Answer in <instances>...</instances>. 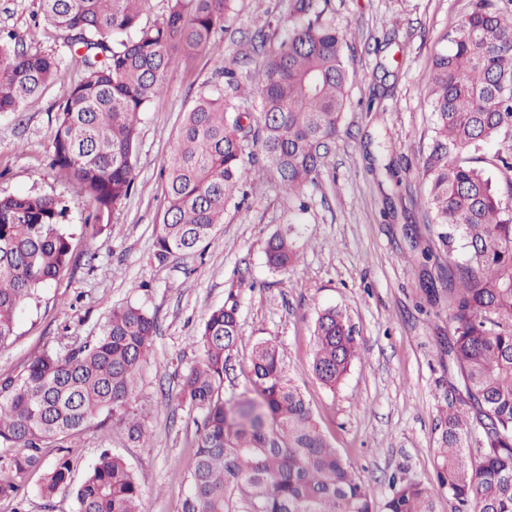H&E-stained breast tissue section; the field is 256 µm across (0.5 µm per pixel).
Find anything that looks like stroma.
Segmentation results:
<instances>
[{"label": "stroma", "mask_w": 512, "mask_h": 512, "mask_svg": "<svg viewBox=\"0 0 512 512\" xmlns=\"http://www.w3.org/2000/svg\"><path fill=\"white\" fill-rule=\"evenodd\" d=\"M286 3L236 0L216 35L218 50L174 56L166 91L139 125L135 188L102 229L85 223L81 186L51 169L47 153L53 104L78 80V70H65L23 112L0 115V195L69 199L73 255L64 274L19 313L13 342L0 348V376L19 370L57 336L99 335L113 308L131 304L155 315L159 331L136 388L146 446L128 442L123 428L102 414L76 438L72 458L78 485L103 449L121 456L141 485L143 512H179L198 413L178 400L177 382L201 360L193 336L232 290L240 301V334L224 376L225 396L244 391L253 345L275 341L322 430L376 499L384 498L392 476L434 479L438 408L454 374L448 292L439 289L432 300L423 290L445 258L423 205L421 168L433 136L424 99L438 40L471 0H328L326 16L346 36L354 78L328 165L303 190L307 211L266 183L245 204L228 207L200 250L164 264L154 258L160 171L177 146L185 112L232 58L240 60L232 65L238 78L255 74L288 25ZM37 10L38 0H0V30L32 50L54 48L51 28L32 33ZM371 101L376 111H367ZM291 222L298 226L301 256L278 275L266 264L265 246ZM92 243L97 253L91 259L86 250ZM427 248L433 260L423 259ZM328 307L347 312L358 340L357 357L332 388L311 366L314 322ZM57 455L46 449L41 469L21 479L22 503L0 500V512H76L73 496L47 500L39 493Z\"/></svg>", "instance_id": "1"}]
</instances>
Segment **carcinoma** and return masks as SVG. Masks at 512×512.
<instances>
[{
	"label": "carcinoma",
	"instance_id": "1",
	"mask_svg": "<svg viewBox=\"0 0 512 512\" xmlns=\"http://www.w3.org/2000/svg\"><path fill=\"white\" fill-rule=\"evenodd\" d=\"M167 14L147 25L146 0H39L42 20L64 51H31L0 36V115L16 114L70 64L81 77L55 103L50 165L84 190L101 225L134 189L141 116L167 87L173 55L216 48L214 36L235 0H168ZM327 0H289L288 26L259 76V111L246 112L216 85L185 117L179 144L162 167V219L155 258L175 260L199 248L268 171L300 200L325 167L354 73L344 36L325 17ZM432 60L426 104L433 122L422 174L425 205L448 254V362L462 395L441 408L434 482L394 478L376 504L351 465L333 448L279 347L255 344L249 387L224 397L226 362L239 337L237 294L209 311L193 339L198 366L181 376L179 396L200 412L195 461L179 512H512V206L472 156L490 142L512 161V22L475 0ZM62 196H0V347L15 335L20 308L37 298L72 260ZM295 225L273 234L269 269L299 261ZM464 249L454 257V245ZM155 316L127 305L112 309L93 339L62 336L18 372L0 377V448L19 452L3 463L21 475L41 467L43 450L64 448L39 487L74 496L76 512H141L142 489L127 464L108 451L77 487L71 484V438L99 414L120 424L133 444L146 429L133 407ZM316 377L334 387L357 356L354 327L343 311L321 313L313 331Z\"/></svg>",
	"mask_w": 512,
	"mask_h": 512
}]
</instances>
